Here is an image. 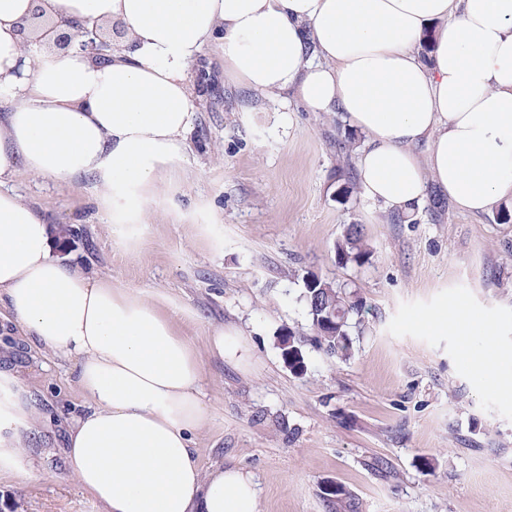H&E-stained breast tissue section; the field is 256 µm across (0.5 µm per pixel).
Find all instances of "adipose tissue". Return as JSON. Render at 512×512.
Returning a JSON list of instances; mask_svg holds the SVG:
<instances>
[{
    "label": "adipose tissue",
    "mask_w": 512,
    "mask_h": 512,
    "mask_svg": "<svg viewBox=\"0 0 512 512\" xmlns=\"http://www.w3.org/2000/svg\"><path fill=\"white\" fill-rule=\"evenodd\" d=\"M121 24L109 59L55 48L30 27ZM431 34L433 50L421 55ZM220 46L224 76L306 111L345 117L356 169L384 210L429 190L473 216L512 200V0H0V309L31 343L75 358L86 396L67 469L104 512H259L252 475L202 472V363L143 292L53 254L19 173L92 177L116 224L172 195L196 121L188 76ZM0 369V474L20 475L36 415Z\"/></svg>",
    "instance_id": "adipose-tissue-1"
}]
</instances>
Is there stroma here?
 I'll return each instance as SVG.
<instances>
[{
  "mask_svg": "<svg viewBox=\"0 0 512 512\" xmlns=\"http://www.w3.org/2000/svg\"><path fill=\"white\" fill-rule=\"evenodd\" d=\"M207 59L208 81L191 84L197 116L181 187L153 200L145 223H110L89 178L12 181L47 215L55 253L173 316L203 366L200 466L250 472L259 512H333L330 484L345 486L358 512H512V374L479 366L489 351L512 359V222L430 199L393 222L336 153L343 117L225 80L218 48ZM343 182L351 192L340 201ZM350 224L371 250L361 266L336 261ZM310 273L369 308L350 360L312 339L301 298ZM446 309L481 319L488 334L437 325ZM222 325L243 329L248 367L210 356ZM288 332L305 357L298 374L282 357ZM2 364L33 397L39 434L26 476H0V512H103L63 454L85 402L74 361L0 319Z\"/></svg>",
  "mask_w": 512,
  "mask_h": 512,
  "instance_id": "1",
  "label": "stroma"
}]
</instances>
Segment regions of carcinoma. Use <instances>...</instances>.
<instances>
[{
	"instance_id": "cac0c4a2",
	"label": "carcinoma",
	"mask_w": 512,
	"mask_h": 512,
	"mask_svg": "<svg viewBox=\"0 0 512 512\" xmlns=\"http://www.w3.org/2000/svg\"><path fill=\"white\" fill-rule=\"evenodd\" d=\"M336 256L342 264L361 266L369 261L370 250L360 224L347 226L343 236L336 242ZM304 299L318 347L340 359L349 360L354 355L350 337L352 321L361 318L365 304L357 297H350L333 282L318 278V283L303 289ZM336 512H355L356 503L346 487L333 494L330 500Z\"/></svg>"
}]
</instances>
